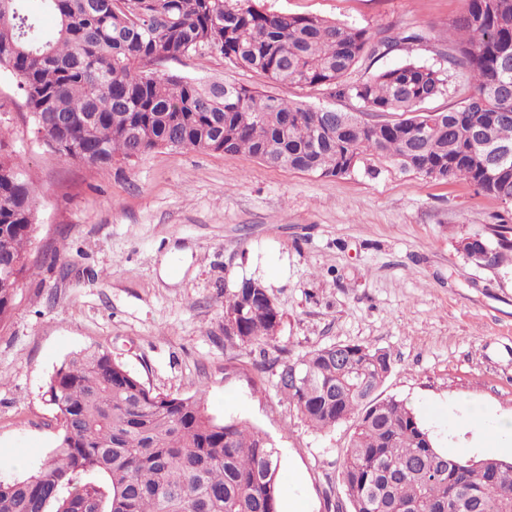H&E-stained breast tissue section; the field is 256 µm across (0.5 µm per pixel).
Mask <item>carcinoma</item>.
Wrapping results in <instances>:
<instances>
[{"label":"carcinoma","mask_w":512,"mask_h":512,"mask_svg":"<svg viewBox=\"0 0 512 512\" xmlns=\"http://www.w3.org/2000/svg\"><path fill=\"white\" fill-rule=\"evenodd\" d=\"M29 0H0V72L18 79L46 146L97 166L130 163L158 148L245 154L279 169L349 174L351 158L387 161L436 180L460 179L512 209V176H490L483 148L512 147V0H467L443 52L466 70L471 92L447 111L429 104L447 91L443 73L405 62L370 78L347 76L380 48L419 41L397 33L373 41L366 29L318 16L267 10L260 0H40L53 31ZM218 55L269 84L332 89L357 113L290 101L256 88L208 81L159 67L170 59ZM375 113L393 115L376 121ZM430 134L422 137L421 126ZM36 190L18 157L0 155V265L27 270ZM465 256L482 247L499 266L512 262V226L493 239L464 238ZM14 282L0 279V322ZM232 346L273 353L276 305L259 280L224 294V316L239 311ZM390 352L361 345L314 348L282 363L303 381L280 393L316 430L352 419L342 477L350 512H512V462L479 461L436 448L416 414L377 395L393 369ZM49 396L62 435L22 478H0V512H279L281 460L265 433L208 413L201 394L153 392L105 350L81 351L51 375Z\"/></svg>","instance_id":"obj_1"}]
</instances>
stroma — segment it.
<instances>
[{"label": "stroma", "instance_id": "1", "mask_svg": "<svg viewBox=\"0 0 512 512\" xmlns=\"http://www.w3.org/2000/svg\"><path fill=\"white\" fill-rule=\"evenodd\" d=\"M267 9L366 28L417 32L418 43L360 61L363 80L406 61L445 70L459 106L466 74L441 52L466 0H262ZM164 71L266 89L223 58L183 57ZM0 153L17 155L36 190L28 270L0 322V474L19 477L62 433L46 383L72 353L103 348L153 392L202 393L212 415L260 428L278 448L282 495L304 512H347L343 422L307 426L283 400L279 367L224 340V293L261 280L288 356L331 344L388 350L381 397L406 401L440 448L512 460V266L469 262L461 239L490 237L502 207L462 180L439 182L361 162L325 178L242 154L156 149L88 167L37 140L17 81L0 76Z\"/></svg>", "mask_w": 512, "mask_h": 512}]
</instances>
